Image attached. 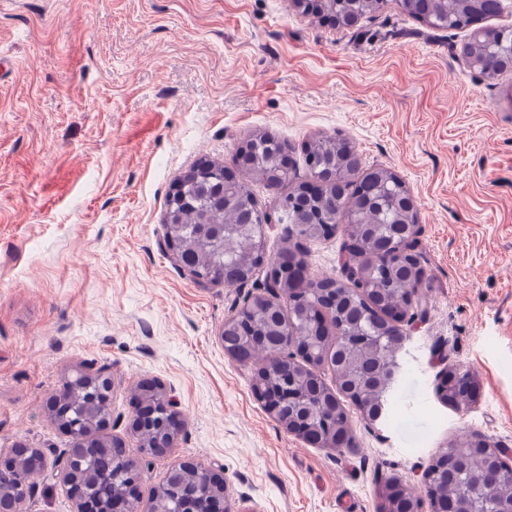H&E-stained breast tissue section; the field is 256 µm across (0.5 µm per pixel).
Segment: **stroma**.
Segmentation results:
<instances>
[{
  "mask_svg": "<svg viewBox=\"0 0 512 512\" xmlns=\"http://www.w3.org/2000/svg\"><path fill=\"white\" fill-rule=\"evenodd\" d=\"M469 30L427 33L385 0L336 28L290 0H0V452H43L22 512H74L49 403L74 371H112L110 431L138 456L132 397L173 395L186 425L155 459L151 497L190 458L225 481L233 512H380L393 477L420 489L432 456L475 434L512 461V70L470 67ZM295 166L342 135L419 204L425 312L408 329L401 401L386 425L353 417L354 445L290 435L224 355L244 289L201 285L164 238L165 199L203 159L232 165L246 136ZM343 233L305 245L342 280ZM456 364L478 383L460 413L436 395Z\"/></svg>",
  "mask_w": 512,
  "mask_h": 512,
  "instance_id": "stroma-1",
  "label": "stroma"
}]
</instances>
